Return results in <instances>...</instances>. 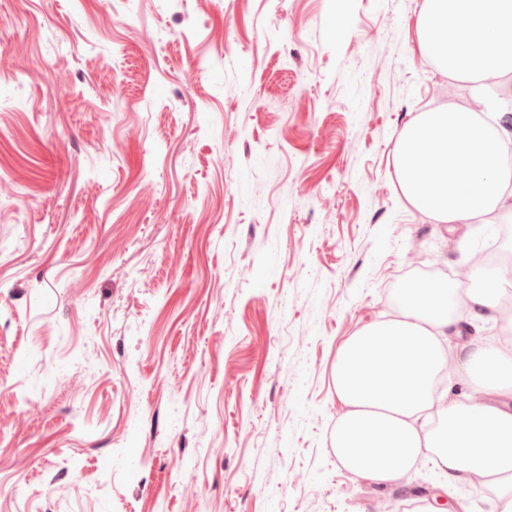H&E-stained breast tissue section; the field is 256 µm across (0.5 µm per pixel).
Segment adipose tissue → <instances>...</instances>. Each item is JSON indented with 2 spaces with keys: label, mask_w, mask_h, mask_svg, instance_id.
Masks as SVG:
<instances>
[{
  "label": "adipose tissue",
  "mask_w": 512,
  "mask_h": 512,
  "mask_svg": "<svg viewBox=\"0 0 512 512\" xmlns=\"http://www.w3.org/2000/svg\"><path fill=\"white\" fill-rule=\"evenodd\" d=\"M425 58L455 78L479 81L512 73V0H424L417 20ZM488 103L432 109L401 131L394 152L400 190L441 224H471L512 214V113L488 121ZM468 288L420 282L405 289L401 318L362 328L340 349L334 373L346 407L333 447L353 473L379 483L400 480L423 457L445 477L495 490L500 512H512V337L488 336L446 347L458 331L460 307L479 318L499 313L512 280L479 253L464 261ZM466 374L475 394L467 404L436 399L446 372ZM436 410L443 428L418 429Z\"/></svg>",
  "instance_id": "obj_1"
}]
</instances>
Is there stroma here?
I'll return each instance as SVG.
<instances>
[{"label":"stroma","mask_w":512,"mask_h":512,"mask_svg":"<svg viewBox=\"0 0 512 512\" xmlns=\"http://www.w3.org/2000/svg\"><path fill=\"white\" fill-rule=\"evenodd\" d=\"M423 0H0V512H498L338 460L333 371L405 280L512 236L440 224L394 150L477 86Z\"/></svg>","instance_id":"stroma-1"}]
</instances>
